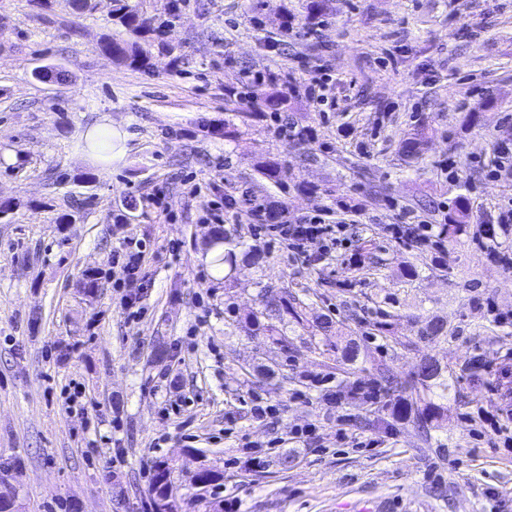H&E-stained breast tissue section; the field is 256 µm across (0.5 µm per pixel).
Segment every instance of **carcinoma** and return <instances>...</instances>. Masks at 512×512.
Masks as SVG:
<instances>
[{
    "label": "carcinoma",
    "mask_w": 512,
    "mask_h": 512,
    "mask_svg": "<svg viewBox=\"0 0 512 512\" xmlns=\"http://www.w3.org/2000/svg\"><path fill=\"white\" fill-rule=\"evenodd\" d=\"M112 17L130 35V38H114L106 42L103 49L112 57L133 69L148 68L147 57L140 50L133 38H144L158 32L154 20L141 10L139 0H113ZM470 212L467 198L463 195L456 197L444 217L445 228L449 234H461L469 224ZM222 246L217 253L216 262L224 266V277H230L236 267L238 255L260 259L253 245L247 243L237 234L235 229H225L214 233L210 246ZM261 307L244 318L246 330L254 335L262 333L280 344L284 351H289L288 336L284 328L292 321L298 325L309 322L315 324L323 332L332 331L333 321L327 316L308 317L303 302L288 295V292L265 286L260 290ZM448 335L442 320L425 322L417 332L416 340L399 342L403 347H409L415 342H433L441 336ZM426 366H421L416 372L417 379H402L391 374L384 375L386 393L403 392L412 389L415 383L422 385V397L418 398L420 405L416 409L405 408V412H415L416 419L431 425L444 420L445 401L448 400V381L443 378V371L437 369L433 374L425 373ZM152 479L149 489L151 500L166 501L167 512H179V503L172 489V480L168 478L169 467L164 461H156L152 465Z\"/></svg>",
    "instance_id": "obj_1"
}]
</instances>
